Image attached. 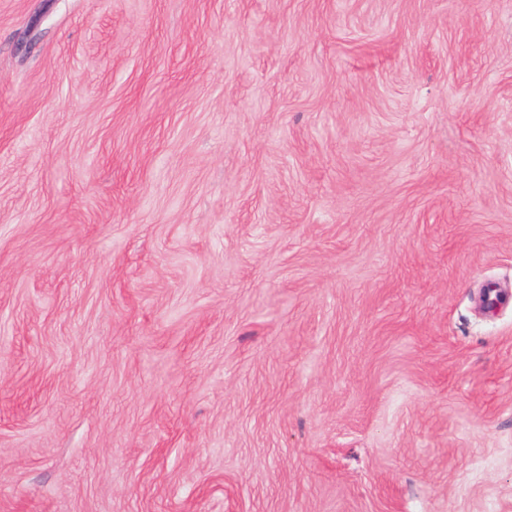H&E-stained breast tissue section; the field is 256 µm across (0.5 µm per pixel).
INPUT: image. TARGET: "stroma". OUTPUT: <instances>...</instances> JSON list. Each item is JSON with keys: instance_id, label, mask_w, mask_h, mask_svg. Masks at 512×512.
<instances>
[{"instance_id": "35a3bbf8", "label": "stroma", "mask_w": 512, "mask_h": 512, "mask_svg": "<svg viewBox=\"0 0 512 512\" xmlns=\"http://www.w3.org/2000/svg\"><path fill=\"white\" fill-rule=\"evenodd\" d=\"M0 512H512V0H0Z\"/></svg>"}]
</instances>
